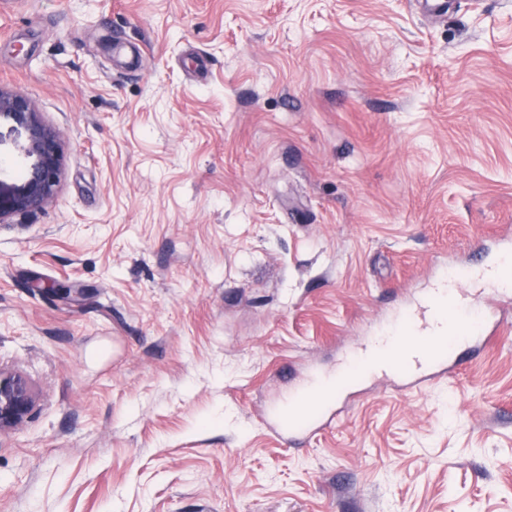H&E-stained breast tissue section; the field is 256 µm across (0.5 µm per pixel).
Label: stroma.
<instances>
[{
    "instance_id": "1",
    "label": "stroma",
    "mask_w": 512,
    "mask_h": 512,
    "mask_svg": "<svg viewBox=\"0 0 512 512\" xmlns=\"http://www.w3.org/2000/svg\"><path fill=\"white\" fill-rule=\"evenodd\" d=\"M0 84L64 133L0 224V512H512V321L260 420L512 240V0H0ZM34 407L29 380L20 372L0 366V435L19 430ZM351 381L349 374H344L336 390L332 384H325L310 391L308 386L289 393L288 399L275 405L264 419L267 427L281 436L288 445H296L310 441L321 426H314L313 418L327 404L337 398V386Z\"/></svg>"
}]
</instances>
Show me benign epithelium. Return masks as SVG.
Returning a JSON list of instances; mask_svg holds the SVG:
<instances>
[{
  "label": "benign epithelium",
  "mask_w": 512,
  "mask_h": 512,
  "mask_svg": "<svg viewBox=\"0 0 512 512\" xmlns=\"http://www.w3.org/2000/svg\"><path fill=\"white\" fill-rule=\"evenodd\" d=\"M6 116L23 134L21 151L32 159L22 184L0 181V223L15 215H34L52 201L63 167L62 132L46 120L36 102L19 90L0 85V117ZM34 407L29 380L20 372L0 367V435L19 430Z\"/></svg>",
  "instance_id": "obj_1"
}]
</instances>
